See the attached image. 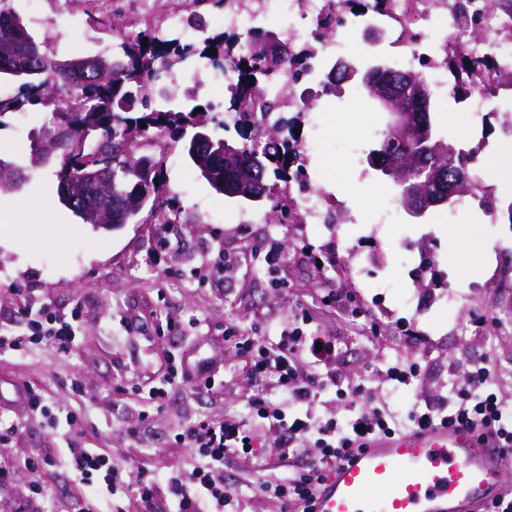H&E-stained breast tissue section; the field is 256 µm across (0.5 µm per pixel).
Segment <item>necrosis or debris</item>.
Returning <instances> with one entry per match:
<instances>
[{
	"label": "necrosis or debris",
	"instance_id": "obj_1",
	"mask_svg": "<svg viewBox=\"0 0 512 512\" xmlns=\"http://www.w3.org/2000/svg\"><path fill=\"white\" fill-rule=\"evenodd\" d=\"M490 0H388L386 7L351 11L344 0H224V27L238 31L242 24L289 20V42L302 36L319 35L325 15L339 17L335 29L319 35L304 77L284 70L273 74L269 88L282 95L297 86L320 82L323 62L343 57V36L367 26L382 28L400 51L402 69L416 71L440 93L454 84L457 76L449 58H490L493 67L476 81L471 93V110L480 113L489 102L512 97V12L493 8Z\"/></svg>",
	"mask_w": 512,
	"mask_h": 512
}]
</instances>
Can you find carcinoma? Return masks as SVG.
I'll list each match as a JSON object with an SVG mask.
<instances>
[{
  "instance_id": "carcinoma-1",
  "label": "carcinoma",
  "mask_w": 512,
  "mask_h": 512,
  "mask_svg": "<svg viewBox=\"0 0 512 512\" xmlns=\"http://www.w3.org/2000/svg\"><path fill=\"white\" fill-rule=\"evenodd\" d=\"M265 34L256 28L244 40L236 36L207 34L199 45L152 32L140 33L122 42L119 55H93L89 63L74 67L76 59L59 54L45 42H38L23 18L0 8V76L20 82V96L0 99V118L28 105H40L52 114V125L37 135L30 159L49 157L54 169L59 200L69 190L75 202L68 208L85 224H145L150 218L165 224L174 222L165 211L164 157L152 156L150 177L141 176L131 162L141 144L164 148L165 138L176 137L188 145L194 133L207 131V115L215 111L213 101L198 99L177 102L154 93L151 87L175 65L197 56L222 60L234 77L227 89L224 111L237 114L234 127L242 141L234 143L237 153L211 152L201 156L206 163L224 169V181L256 190L264 199L278 202L287 192L294 174L291 167L299 155L301 140L280 139L275 127L265 124L266 115L279 112L282 97L268 91V78L288 64L270 52ZM147 44H141V41ZM216 53L209 54V51ZM387 75L405 81L401 110L415 113L427 140L392 144L389 130L382 131L378 147L368 154L369 164L383 175L388 168H402L394 179L402 202L425 186L432 170L441 171L433 190H448V143L436 136L432 112L434 95L416 72L404 71L371 58L324 82L325 94H333L344 82L359 81L381 110L384 101L373 93V84ZM201 112H196V109ZM98 155L114 160L109 173L88 183L86 172ZM458 174L470 194L479 189L472 174L469 155L455 152ZM25 168L0 159V192H11L25 180Z\"/></svg>"
}]
</instances>
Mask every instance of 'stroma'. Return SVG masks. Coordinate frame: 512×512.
<instances>
[{
  "label": "stroma",
  "instance_id": "35a3bbf8",
  "mask_svg": "<svg viewBox=\"0 0 512 512\" xmlns=\"http://www.w3.org/2000/svg\"><path fill=\"white\" fill-rule=\"evenodd\" d=\"M165 0H0L21 15L31 30L70 58L111 51L128 35L168 31L177 23L224 30L222 8L214 0H184L181 20L168 18ZM105 17L109 29L92 25ZM309 112L280 114L313 149L301 159L305 186L328 189L340 204L333 223L304 221L302 196L293 193L285 214L268 204L241 203L216 192L184 159L181 145L169 142L164 178L175 196L181 219L174 224H128L114 231L82 223L60 203L51 168L30 172L12 192L0 194L11 206L10 221L51 225L40 241L22 237L0 246V323L17 309L11 286L63 311L82 309L83 329L72 355L36 344L19 354L0 355V381L33 386L51 405L80 407L85 432L82 446L101 448L117 461L161 470L189 465L186 448L174 435L189 419L247 415L254 381L243 360L224 342V324L267 339L286 324L306 320L313 334L335 340V361L304 364L303 376L336 379L341 386L363 384V399L350 402L334 391L319 392L310 407L314 419L345 420L372 406L391 410L407 424L412 408L439 405L452 386H466L476 366L493 371L512 404V223L505 211L512 203V174L483 180L484 194L465 206L430 209L419 219L399 208L400 221L384 224L380 214L397 202L394 182L367 162L388 116L374 110L350 89L334 96L309 94ZM40 107L12 112L0 121V158L26 164L33 137L49 122ZM439 132L462 149H490L512 139V112L472 116L468 133L450 126ZM42 201L38 215L23 203ZM490 217V245L470 258L474 272L462 279L448 260V240L435 226L447 214L463 221L469 213ZM169 247L155 252L156 236ZM267 242L286 246L284 286L273 285L252 246ZM245 261L222 287L203 282L208 257L217 249ZM184 325L182 334L162 332L158 314ZM187 354L223 374L221 391L205 394L184 387L171 391L162 412L141 423L149 403L139 395L118 399L117 385L151 387L169 356ZM412 362L420 374L410 386L390 381L387 369ZM79 378L81 394L70 388ZM258 454L229 458L224 473L246 496V512H279L277 501L259 489L267 468L281 465L286 446L281 433L263 430ZM66 439L40 420L25 423L12 450L19 455H59Z\"/></svg>",
  "mask_w": 512,
  "mask_h": 512
}]
</instances>
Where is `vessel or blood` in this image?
Masks as SVG:
<instances>
[{
  "label": "vessel or blood",
  "instance_id": "1",
  "mask_svg": "<svg viewBox=\"0 0 512 512\" xmlns=\"http://www.w3.org/2000/svg\"><path fill=\"white\" fill-rule=\"evenodd\" d=\"M504 455L495 433L463 426L378 437L321 485L315 512H484Z\"/></svg>",
  "mask_w": 512,
  "mask_h": 512
}]
</instances>
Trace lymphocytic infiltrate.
<instances>
[{
	"label": "lymphocytic infiltrate",
	"mask_w": 512,
	"mask_h": 512,
	"mask_svg": "<svg viewBox=\"0 0 512 512\" xmlns=\"http://www.w3.org/2000/svg\"><path fill=\"white\" fill-rule=\"evenodd\" d=\"M19 298L21 304L12 324L0 325V353H19L32 343L51 345L64 356L72 353L83 329L80 306L65 312L32 299L24 291ZM224 340L242 357L255 381L247 400L250 420L227 414L189 421L181 427L177 439L189 449L191 465L172 466L161 475L113 462L98 448H67L63 461L69 477L98 501L99 512H113L115 498L130 493L137 495L143 512H244L243 494L225 478L224 465L231 454L253 450L259 444L257 428L261 425L286 437L289 454L307 456L305 463L288 473H268L262 491L273 494L281 503L299 504L302 512H314L318 487L339 463L362 449L366 440L395 434V419L376 407L341 423L300 415L299 406L311 405L323 384L302 379L299 364L307 356L318 365L329 362L336 355L334 343L319 342L299 327L283 329L274 342L228 328ZM470 377L469 385L457 391L452 403L413 409L409 414L412 428L465 425L475 430L490 429L512 450V406L504 402L488 368H473ZM186 385L209 393L221 388L222 382L208 366L190 370L177 361L169 364L164 386L149 389L148 400L156 410H163L170 390ZM26 414L44 419L49 429H65L70 437L84 432L79 412L67 406L49 410L33 390L28 393ZM18 429V423L0 422V496L11 499L12 512H36V504L45 497L42 475L57 462L49 455H15L8 442ZM161 482L166 485V496L160 500L156 488Z\"/></svg>",
	"instance_id": "f902f5d3"
}]
</instances>
